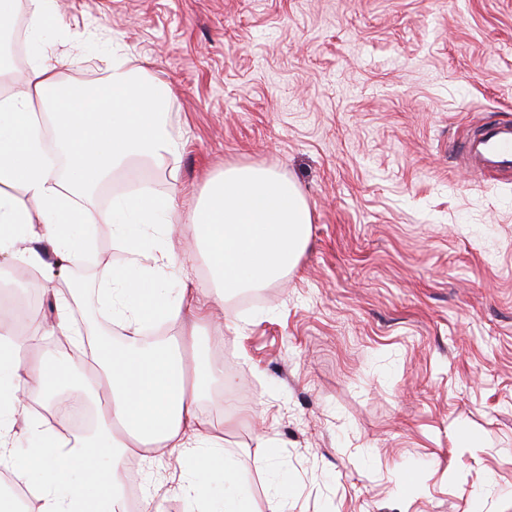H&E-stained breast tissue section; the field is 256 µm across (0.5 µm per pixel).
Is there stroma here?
Returning <instances> with one entry per match:
<instances>
[{"mask_svg":"<svg viewBox=\"0 0 512 512\" xmlns=\"http://www.w3.org/2000/svg\"><path fill=\"white\" fill-rule=\"evenodd\" d=\"M63 27L24 33L0 90L37 52L103 77L121 46L172 86L173 160L130 163L90 200L175 194L186 220L226 167L294 181L312 224L297 267L257 301H217L200 350L235 381L199 404L264 504L284 512H512V173H472L473 130L512 122V0H59ZM277 451L266 464L262 448ZM186 458L122 464L124 485L199 512Z\"/></svg>","mask_w":512,"mask_h":512,"instance_id":"obj_1","label":"stroma"}]
</instances>
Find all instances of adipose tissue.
I'll return each mask as SVG.
<instances>
[{
	"mask_svg": "<svg viewBox=\"0 0 512 512\" xmlns=\"http://www.w3.org/2000/svg\"><path fill=\"white\" fill-rule=\"evenodd\" d=\"M58 56L42 52L32 63L21 94H0V256L29 273L35 288L51 291L52 318L20 315L0 306V468L32 495L27 512H127L121 465L141 454L191 455L194 473L181 492L205 502L208 512H257L244 490L224 438L199 414V401L223 385L221 366L197 365L184 379L182 349L209 323L189 283L171 287L179 267L168 250L146 254L143 229L161 225L175 211L173 198L142 193L113 200L110 208L80 205L82 196L129 162H164L179 156L182 143L165 120L171 87L132 67L126 54L104 61L95 85L65 78ZM65 152L67 171L46 159L49 145ZM108 227L123 243L128 269L97 266L96 283L125 336L102 342V327L87 320L88 302L79 281L52 288L53 267H69L93 249L95 232ZM179 322L177 335L144 341L156 321ZM68 342L65 350L24 359L43 337ZM80 382L95 403L91 433L66 427L63 391ZM44 412L30 413L28 398ZM24 419L32 446L15 456L12 430ZM222 495L207 498L216 472Z\"/></svg>",
	"mask_w": 512,
	"mask_h": 512,
	"instance_id": "1",
	"label": "adipose tissue"
}]
</instances>
